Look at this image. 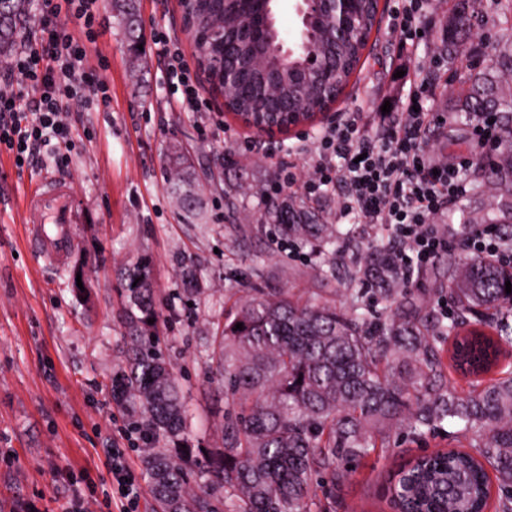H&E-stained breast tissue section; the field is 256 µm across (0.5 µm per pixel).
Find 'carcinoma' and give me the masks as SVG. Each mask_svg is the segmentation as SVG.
<instances>
[{
  "mask_svg": "<svg viewBox=\"0 0 512 512\" xmlns=\"http://www.w3.org/2000/svg\"><path fill=\"white\" fill-rule=\"evenodd\" d=\"M32 0H0V62L16 50L17 38L31 18ZM131 56L142 51L137 0H109ZM267 0H194L197 57L219 83L235 79L227 93V111L238 116L289 113L309 119L327 106L348 83L360 46L339 48L323 38L331 25L318 22L316 48L328 61V77L300 78L269 52L272 44L242 42L229 54L217 46L220 36L207 30V16L225 11L245 24L265 11ZM512 43L500 45L484 69L468 73V87L453 105L455 117L476 120L484 112L503 115L502 138L512 141ZM284 83L282 106L261 98L263 83ZM171 166L180 179L167 185L172 196H188L183 209L190 221L202 219L204 199L196 170L186 155L172 151ZM492 191L512 201V147L494 165ZM265 216L284 239L323 248L334 276V224L283 198L271 202ZM126 344L125 360L111 379L112 400L132 415V426L146 445L143 462L153 512H320L312 494L313 477L331 484L348 475V466L366 456L392 432L416 436L459 424L482 436L470 451L448 449L424 454L401 469L390 483L396 512H485L491 478L503 498L498 512H512V372L465 395L448 385L444 350L438 336L458 344L450 359L455 369L474 377L490 371L500 345L512 343V325L500 318L479 319L490 329L470 328L484 311L512 308V266L471 257L448 276L440 293L455 314L443 317L429 308L423 294L400 287L385 249L373 247L369 263L354 269L350 280L379 295L384 314L353 300L345 310L318 295L305 299L286 288H254L224 309V324L213 336L211 363L224 384V400L233 414L224 418L214 448H182L187 409L172 363L163 352L157 324L160 307L151 284L150 262L141 258L120 266ZM243 324L237 329L236 324Z\"/></svg>",
  "mask_w": 512,
  "mask_h": 512,
  "instance_id": "1",
  "label": "carcinoma"
}]
</instances>
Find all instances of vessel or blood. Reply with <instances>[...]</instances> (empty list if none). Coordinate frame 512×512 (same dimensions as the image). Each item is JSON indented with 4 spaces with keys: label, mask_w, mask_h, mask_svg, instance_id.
<instances>
[{
    "label": "vessel or blood",
    "mask_w": 512,
    "mask_h": 512,
    "mask_svg": "<svg viewBox=\"0 0 512 512\" xmlns=\"http://www.w3.org/2000/svg\"><path fill=\"white\" fill-rule=\"evenodd\" d=\"M24 207L34 250L45 261L63 265L74 246L73 227L84 220L81 204L69 192L67 181L56 174L41 176Z\"/></svg>",
    "instance_id": "1"
}]
</instances>
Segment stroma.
Returning <instances> with one entry per match:
<instances>
[{
  "mask_svg": "<svg viewBox=\"0 0 512 512\" xmlns=\"http://www.w3.org/2000/svg\"><path fill=\"white\" fill-rule=\"evenodd\" d=\"M458 0H432L422 34L404 48L388 26L372 31L359 65L338 101L303 129L276 137L259 134L222 110L206 95L207 117L180 109L164 88V63L154 36L169 35L175 49L193 59V43L182 30L178 0H138L147 66L138 70L109 7L101 9L98 37L85 62L111 87L107 112H73L72 147L66 164L45 153L41 168L17 170L0 153V512H61L67 500L88 499L92 512H120L108 463L111 448L124 449L126 464L143 469V441L132 433L128 412L112 401L110 378L124 359L122 299L116 271L127 261H151L161 305L158 330L188 406L192 447H213L224 421V390L211 368L206 341L224 321L225 305L257 287L320 291L344 306L349 274L364 264L372 243L388 237L382 226L357 223L344 214L336 192L305 205L323 223L339 225L336 275L316 281L323 255L307 245L288 250L263 218L284 180L267 161L269 153L289 158L300 180L314 176L317 136L345 112H378L383 104L400 111L410 82H428L431 134L427 145L435 165L456 164L480 154L493 162L497 150L479 147L472 122L448 124V105L470 59L448 62L439 34L457 12ZM464 46L512 42V16L499 0H472ZM178 146L195 163L203 190L205 218L188 222L164 182L167 150ZM64 171L71 193L91 221L73 229L74 246L64 268L46 263L26 243L21 199L41 172ZM472 190L434 222L448 240L447 252L416 274L412 288L429 303L446 284L452 256H467L462 242L473 228L494 223L512 227V210L488 204L490 170L469 169ZM239 182L262 185L265 196H230ZM252 223L236 221L239 212ZM84 263L88 286L76 292L71 272ZM195 271L196 291H187L183 270ZM448 424L422 439L398 431L388 447L371 450L348 477L320 484L318 499H332L333 512H393L389 478L417 456L468 446Z\"/></svg>",
  "mask_w": 512,
  "mask_h": 512,
  "instance_id": "stroma-1",
  "label": "stroma"
}]
</instances>
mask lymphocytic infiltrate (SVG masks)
<instances>
[{"label": "lymphocytic infiltrate", "instance_id": "f902f5d3", "mask_svg": "<svg viewBox=\"0 0 512 512\" xmlns=\"http://www.w3.org/2000/svg\"><path fill=\"white\" fill-rule=\"evenodd\" d=\"M100 6L101 0H38V35L28 38L0 73L18 86L17 93L0 95V149L19 159L22 168L33 166L51 142L69 141L65 111L111 104L106 81L84 67L88 46L95 41ZM169 44L166 37L157 41L168 88L180 93L184 110L202 111L190 68ZM425 92V86L410 87L403 112L379 132H369L360 112L347 113L326 129L318 183L299 182L283 158H270L272 165L286 170V188L300 187L309 197L324 187L337 189L344 213L357 214L365 224L389 227L390 267L406 283L447 251L448 240L438 234L432 220L470 187L464 171L471 167V159L436 169L427 157L431 119Z\"/></svg>", "mask_w": 512, "mask_h": 512}]
</instances>
